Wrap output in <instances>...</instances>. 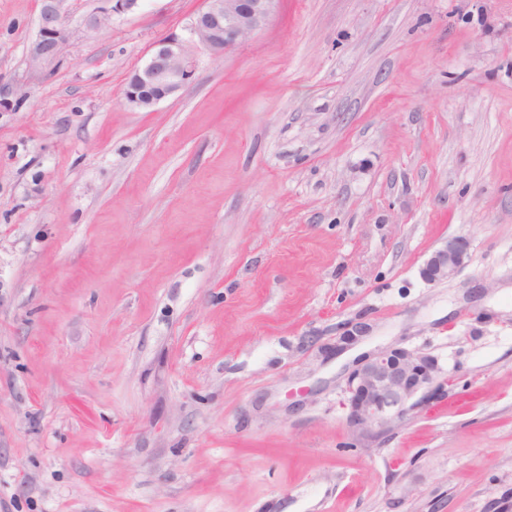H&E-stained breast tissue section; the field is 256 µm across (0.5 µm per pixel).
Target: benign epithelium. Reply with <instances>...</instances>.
Returning a JSON list of instances; mask_svg holds the SVG:
<instances>
[{"label":"benign epithelium","instance_id":"1","mask_svg":"<svg viewBox=\"0 0 512 512\" xmlns=\"http://www.w3.org/2000/svg\"><path fill=\"white\" fill-rule=\"evenodd\" d=\"M109 7L87 19L93 30L114 14L139 6L140 0H105ZM279 0H205L189 23V38L158 42L147 62L134 70L123 89L125 104L149 110L187 87L197 69L196 51L222 55L269 22ZM62 0H41L38 33L29 48L32 64L46 68L69 38ZM466 241L451 237L426 258L421 276L430 283L451 279L469 261ZM448 380L435 357L403 347L379 349L364 357L346 379L347 423L360 436L391 429L445 391Z\"/></svg>","mask_w":512,"mask_h":512}]
</instances>
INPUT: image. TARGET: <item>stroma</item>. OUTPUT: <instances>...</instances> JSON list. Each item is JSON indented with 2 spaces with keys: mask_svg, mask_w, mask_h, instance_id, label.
<instances>
[{
  "mask_svg": "<svg viewBox=\"0 0 512 512\" xmlns=\"http://www.w3.org/2000/svg\"><path fill=\"white\" fill-rule=\"evenodd\" d=\"M203 2L90 31L103 0H63L42 69L39 0H0V502L512 512V0H280L125 106ZM385 346L450 385L362 438L346 378ZM62 0H41L38 33L29 48L32 64L46 68L57 59L69 38L61 11ZM466 241L451 237L443 240L426 258L421 276L430 283L448 281L469 261Z\"/></svg>",
  "mask_w": 512,
  "mask_h": 512,
  "instance_id": "obj_1",
  "label": "stroma"
}]
</instances>
